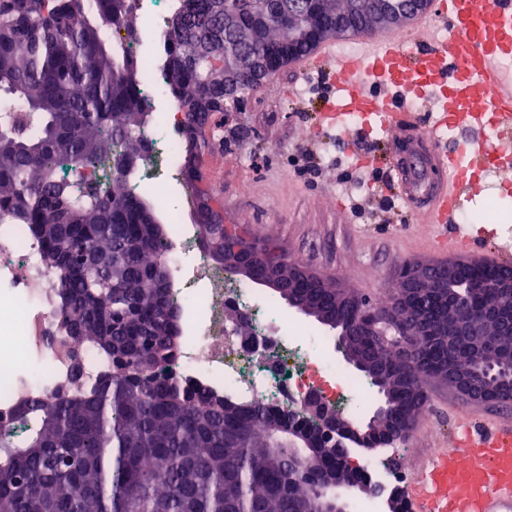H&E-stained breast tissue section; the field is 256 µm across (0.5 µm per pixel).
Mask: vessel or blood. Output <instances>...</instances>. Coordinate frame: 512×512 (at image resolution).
Returning a JSON list of instances; mask_svg holds the SVG:
<instances>
[{
    "label": "vessel or blood",
    "instance_id": "vessel-or-blood-1",
    "mask_svg": "<svg viewBox=\"0 0 512 512\" xmlns=\"http://www.w3.org/2000/svg\"><path fill=\"white\" fill-rule=\"evenodd\" d=\"M411 29L415 51L399 31L358 38L353 57L337 60L335 42L318 45L294 69L304 74L335 61L329 77L338 107L320 115L322 130L357 116L359 133L371 128L403 136L422 153L420 170L391 158L389 181L407 208L435 225L449 251L482 250L496 264L512 244L469 236L457 222L458 200L492 176L512 170V0H433ZM425 122H418V112ZM441 173L423 183L425 171ZM461 452L437 454L415 468L406 497L411 512H512V422L457 418Z\"/></svg>",
    "mask_w": 512,
    "mask_h": 512
}]
</instances>
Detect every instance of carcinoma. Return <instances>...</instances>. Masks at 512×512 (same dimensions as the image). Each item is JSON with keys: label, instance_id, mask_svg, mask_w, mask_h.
Segmentation results:
<instances>
[{"label": "carcinoma", "instance_id": "carcinoma-1", "mask_svg": "<svg viewBox=\"0 0 512 512\" xmlns=\"http://www.w3.org/2000/svg\"><path fill=\"white\" fill-rule=\"evenodd\" d=\"M126 0H0V224H33L42 255L59 256V310L67 336L93 342L112 375L66 398H23L0 423V512H307L317 489L336 479L330 451L310 457L288 447L290 430L317 440L325 418L272 412L224 394L185 389L173 372L182 348V310L170 296L173 270L163 258L169 235L148 190L121 181L97 188L60 178L148 152L134 60L112 38V17ZM274 21L253 52L276 45ZM224 49V12L214 0H178L163 52L177 102L224 103L222 75L208 56ZM174 160L198 180L192 136L182 126ZM198 194L195 219L219 211ZM482 264L458 265L473 309L512 308L486 287ZM335 323L359 325L370 302L327 281L287 294ZM368 370L366 384L390 398L396 417L415 426L427 398L422 378L471 364V351L425 339L411 362L389 364L382 344L341 336ZM398 440L377 425L365 448Z\"/></svg>", "mask_w": 512, "mask_h": 512}]
</instances>
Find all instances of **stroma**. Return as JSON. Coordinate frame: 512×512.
Instances as JSON below:
<instances>
[{"instance_id": "stroma-1", "label": "stroma", "mask_w": 512, "mask_h": 512, "mask_svg": "<svg viewBox=\"0 0 512 512\" xmlns=\"http://www.w3.org/2000/svg\"><path fill=\"white\" fill-rule=\"evenodd\" d=\"M335 84L299 80L285 67L258 91L215 115L210 149L198 162L199 186L218 199L228 224L251 237L277 241L289 257L388 308L399 268L414 260H441L432 225L399 219V201L385 180L387 158L400 150L376 133L321 131L318 115L337 100ZM494 199L502 214L495 230L512 240V190L489 184L463 201L476 209ZM428 398L416 427L401 441L353 449L352 460L373 459L392 487L430 451L447 447L456 412L512 419V401L486 405L463 400L450 385L427 378Z\"/></svg>"}]
</instances>
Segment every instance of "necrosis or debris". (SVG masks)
Here are the masks:
<instances>
[{
  "label": "necrosis or debris",
  "mask_w": 512,
  "mask_h": 512,
  "mask_svg": "<svg viewBox=\"0 0 512 512\" xmlns=\"http://www.w3.org/2000/svg\"><path fill=\"white\" fill-rule=\"evenodd\" d=\"M192 250L195 261L184 265ZM172 296L189 336L176 360L183 383L224 391L249 402L299 413L311 397L329 409L366 406L371 393L345 372L300 321L269 297L225 277L188 225L170 253ZM59 275L44 263L25 224L0 225V420H12L22 397L81 393L110 373L107 357L64 337L57 315Z\"/></svg>",
  "instance_id": "1"
}]
</instances>
